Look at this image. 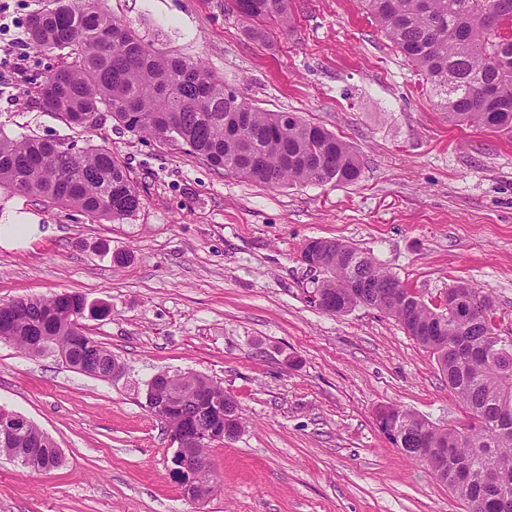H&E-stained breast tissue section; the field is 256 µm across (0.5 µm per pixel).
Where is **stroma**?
Wrapping results in <instances>:
<instances>
[{
    "mask_svg": "<svg viewBox=\"0 0 512 512\" xmlns=\"http://www.w3.org/2000/svg\"><path fill=\"white\" fill-rule=\"evenodd\" d=\"M52 5L0 0V131L106 146L142 204L111 222L0 190V217L42 230L0 245V303L78 293L107 307L85 325L125 370L102 381L0 342V405L63 451L46 472L0 456V512H466L376 421L390 405L439 427L463 418L436 360L378 310L310 303L301 255L315 238L357 246L429 304L467 282L494 297L512 336V137L449 124L362 0H292L291 30L267 21L259 38L230 0H101L156 51L203 60L254 106L324 126L362 162L349 185L256 183L110 116L82 132L40 108L36 88L63 55L33 50L26 24ZM160 371L221 382L244 419L209 448L217 484L200 502L183 497L167 428L146 406Z\"/></svg>",
    "mask_w": 512,
    "mask_h": 512,
    "instance_id": "obj_1",
    "label": "stroma"
}]
</instances>
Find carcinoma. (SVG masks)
I'll return each instance as SVG.
<instances>
[{
  "mask_svg": "<svg viewBox=\"0 0 512 512\" xmlns=\"http://www.w3.org/2000/svg\"><path fill=\"white\" fill-rule=\"evenodd\" d=\"M512 27V0H362L371 20L405 61L423 72L436 109L453 125H473L512 136V36L481 20L488 2ZM245 18H268L291 27L290 0H240ZM29 44L62 51L66 61L39 84L40 105L69 125L91 130L101 111L123 129L171 142L211 165L270 186L351 184L361 175L357 150L331 131L292 112H267L239 95L198 61L155 52L115 20L98 0H54L28 20ZM292 162L284 163L285 158ZM0 189L74 208L88 216L123 220L140 206L124 166L103 146L43 138L15 139L0 131ZM302 255L324 261L326 277L313 292L330 295L348 312L362 305L401 323L448 317V354L428 338V349L464 408L465 420L441 428L400 407L378 418L405 435L400 450L427 462L431 448L450 452L444 484L467 512H512V342L496 332L492 298L455 284L475 303L467 326L431 306L371 254L339 240L312 239ZM356 287L351 288L349 284ZM106 313L78 293L27 297L0 304L10 343L32 357L53 353L80 359L68 367L112 379L116 358L86 331L85 312ZM151 382L169 389L165 424L192 432L203 418L188 396H209V411L224 410V387L203 375L159 372ZM54 451L37 449L29 470L42 471Z\"/></svg>",
  "mask_w": 512,
  "mask_h": 512,
  "instance_id": "carcinoma-1",
  "label": "carcinoma"
}]
</instances>
